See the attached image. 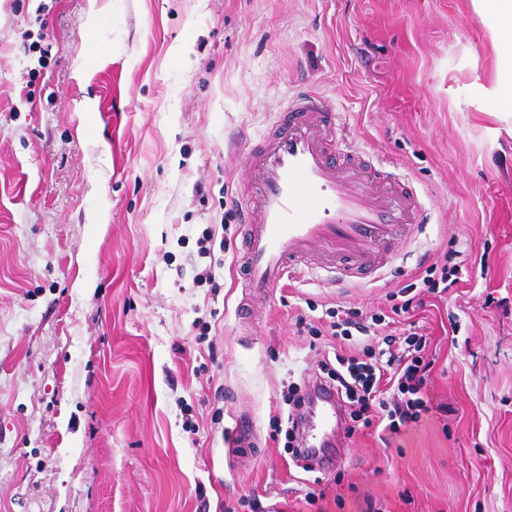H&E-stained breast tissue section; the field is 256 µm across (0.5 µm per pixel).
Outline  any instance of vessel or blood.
I'll return each instance as SVG.
<instances>
[{"mask_svg": "<svg viewBox=\"0 0 512 512\" xmlns=\"http://www.w3.org/2000/svg\"><path fill=\"white\" fill-rule=\"evenodd\" d=\"M244 149L251 179L240 274L253 295H272L285 279L318 269L351 284L380 279L398 239L414 241L429 221L411 182L348 141L319 94L294 93L277 123ZM340 418L335 393L322 392L303 448H319L318 430Z\"/></svg>", "mask_w": 512, "mask_h": 512, "instance_id": "b4317fda", "label": "vessel or blood"}]
</instances>
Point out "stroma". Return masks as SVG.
<instances>
[{
  "instance_id": "obj_1",
  "label": "stroma",
  "mask_w": 512,
  "mask_h": 512,
  "mask_svg": "<svg viewBox=\"0 0 512 512\" xmlns=\"http://www.w3.org/2000/svg\"><path fill=\"white\" fill-rule=\"evenodd\" d=\"M499 64L470 0H0V512H512ZM300 86L434 222L397 277L256 305L229 141ZM449 247L458 286L416 311L437 411L325 429L304 472L271 438L327 353L297 319L385 307Z\"/></svg>"
}]
</instances>
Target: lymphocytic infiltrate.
<instances>
[{
	"instance_id": "lymphocytic-infiltrate-1",
	"label": "lymphocytic infiltrate",
	"mask_w": 512,
	"mask_h": 512,
	"mask_svg": "<svg viewBox=\"0 0 512 512\" xmlns=\"http://www.w3.org/2000/svg\"><path fill=\"white\" fill-rule=\"evenodd\" d=\"M451 258L448 252L438 255L413 282L389 294V312L368 315L352 308L331 310L326 321L307 323L312 336L349 341L359 334L364 338L358 352L320 361L316 376L317 381L333 386L342 401L347 434L376 423L397 432L432 411L426 391L432 367L425 355L426 335L412 326L398 338L387 337L378 343L374 337L388 315L408 314L420 296H439L457 284L459 269L451 265Z\"/></svg>"
}]
</instances>
